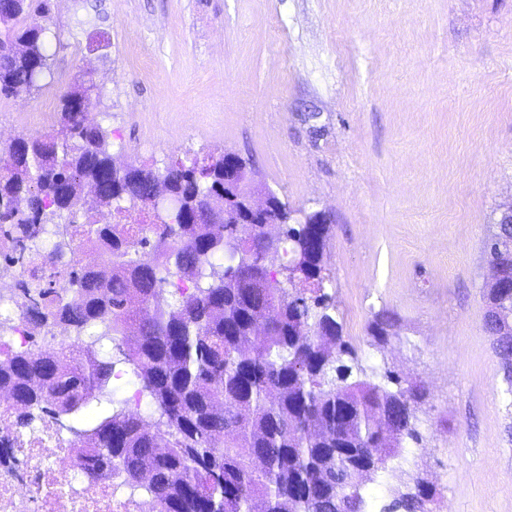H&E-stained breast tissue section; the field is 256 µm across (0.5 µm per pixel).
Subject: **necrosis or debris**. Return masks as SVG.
<instances>
[{
  "label": "necrosis or debris",
  "mask_w": 512,
  "mask_h": 512,
  "mask_svg": "<svg viewBox=\"0 0 512 512\" xmlns=\"http://www.w3.org/2000/svg\"><path fill=\"white\" fill-rule=\"evenodd\" d=\"M0 512H156L150 497L124 493L74 461L75 450L58 423L43 417L29 434L12 425V406L0 394Z\"/></svg>",
  "instance_id": "obj_1"
}]
</instances>
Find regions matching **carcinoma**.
Instances as JSON below:
<instances>
[{
    "label": "carcinoma",
    "instance_id": "obj_1",
    "mask_svg": "<svg viewBox=\"0 0 512 512\" xmlns=\"http://www.w3.org/2000/svg\"><path fill=\"white\" fill-rule=\"evenodd\" d=\"M50 0H0V95L52 77ZM101 91L82 74L60 96L53 125L0 149V258L49 263L43 282L21 280L27 342L0 351V388L19 429L69 418L76 460L121 478L157 512H372L367 469H386L423 441L429 391L386 370L377 379L344 340L320 288L330 225L314 250L308 225L224 223V155L170 161L164 171L120 163L112 129L89 122ZM99 210L127 202L145 224H98ZM512 238L501 224L487 261L512 281ZM96 240L109 274L75 261V243ZM485 328L495 337L512 395V335L495 312H512V288L485 285ZM395 317L368 326L370 345L395 338ZM74 343L48 352L38 330ZM120 341L118 356L106 343ZM133 368L138 406L116 398L115 367ZM392 486L382 512H429L437 491L412 473Z\"/></svg>",
    "mask_w": 512,
    "mask_h": 512
}]
</instances>
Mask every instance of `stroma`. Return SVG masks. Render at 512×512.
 Wrapping results in <instances>:
<instances>
[{"label":"stroma","mask_w":512,"mask_h":512,"mask_svg":"<svg viewBox=\"0 0 512 512\" xmlns=\"http://www.w3.org/2000/svg\"><path fill=\"white\" fill-rule=\"evenodd\" d=\"M54 80L0 97L37 136L90 73L114 150L164 169L238 154L325 211V285L366 370L425 382L403 470L433 512H512V396L484 326V253L512 203V0H52ZM396 314L379 350L367 326Z\"/></svg>","instance_id":"obj_1"}]
</instances>
